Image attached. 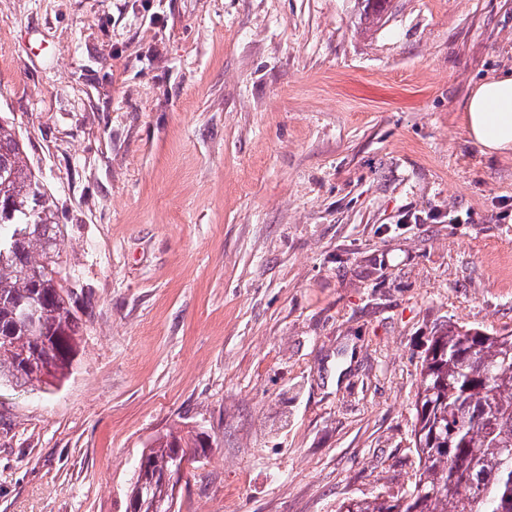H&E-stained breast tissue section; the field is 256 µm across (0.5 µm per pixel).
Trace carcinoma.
I'll return each instance as SVG.
<instances>
[{
	"mask_svg": "<svg viewBox=\"0 0 512 512\" xmlns=\"http://www.w3.org/2000/svg\"><path fill=\"white\" fill-rule=\"evenodd\" d=\"M389 3L364 0L365 18L381 20ZM58 233L25 146L0 116V384L47 388L72 368L81 305L55 259ZM30 307L37 334L19 319ZM205 447L194 430L155 437L128 490L134 512H172L174 493L156 500L165 474L197 462ZM414 447L420 468L405 490L349 498L338 512H512V334L456 323L434 329L421 361Z\"/></svg>",
	"mask_w": 512,
	"mask_h": 512,
	"instance_id": "obj_1",
	"label": "carcinoma"
}]
</instances>
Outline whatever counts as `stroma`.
Segmentation results:
<instances>
[{"label":"stroma","mask_w":512,"mask_h":512,"mask_svg":"<svg viewBox=\"0 0 512 512\" xmlns=\"http://www.w3.org/2000/svg\"><path fill=\"white\" fill-rule=\"evenodd\" d=\"M0 0V116L88 306L67 379L0 386V512H337L418 466L436 326L512 333V157L460 107L512 0ZM175 445V447H173ZM207 441L203 433L187 431H167L163 435L154 438L149 448L142 451L139 461L143 459V475H137L136 481L130 485L127 499H133L134 512H156L161 509L163 512H172L176 503L173 488L170 487L169 494H166L162 506L156 505V494H162L165 474H180L189 465H193L200 457V450L207 447ZM185 464V465H184ZM183 471V473H184ZM169 477V478H170ZM142 483V487H140Z\"/></svg>","instance_id":"obj_1"}]
</instances>
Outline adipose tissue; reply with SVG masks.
<instances>
[{"label":"adipose tissue","mask_w":512,"mask_h":512,"mask_svg":"<svg viewBox=\"0 0 512 512\" xmlns=\"http://www.w3.org/2000/svg\"><path fill=\"white\" fill-rule=\"evenodd\" d=\"M462 121L485 153L512 155V68L472 87L464 100Z\"/></svg>","instance_id":"obj_1"}]
</instances>
